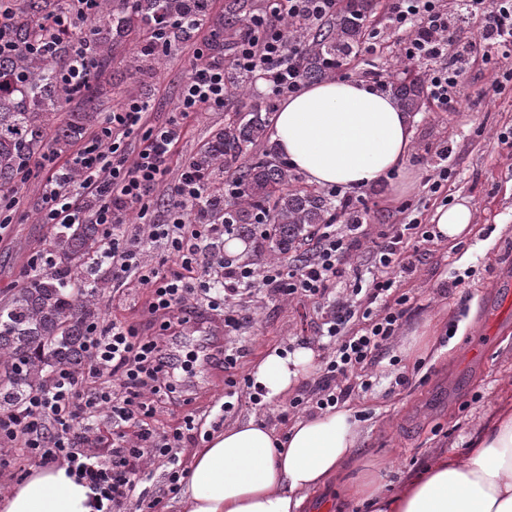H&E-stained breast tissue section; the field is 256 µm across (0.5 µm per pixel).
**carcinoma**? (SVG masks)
Here are the masks:
<instances>
[{"instance_id":"obj_1","label":"carcinoma","mask_w":512,"mask_h":512,"mask_svg":"<svg viewBox=\"0 0 512 512\" xmlns=\"http://www.w3.org/2000/svg\"><path fill=\"white\" fill-rule=\"evenodd\" d=\"M248 0H228L224 7V40L234 43L241 13ZM376 0H348L320 26L299 34L302 49L299 66L306 80H325L355 56L365 43L369 18ZM0 9L22 15L25 22L0 27V38L14 47L0 57V190H12L28 172L31 160L45 152L64 154L86 131L101 120L102 104L96 89V73L86 75L77 90H67L55 77L53 62L64 49L33 53V42L52 35L44 25L51 15L63 13L62 0H0ZM203 0H123L118 9L101 7L88 31L82 34L88 58L104 56L114 40L128 35L133 18L145 23L154 17L173 19L202 17ZM160 51L152 48L126 60L136 72L154 69ZM249 81L228 72L226 96L245 93ZM389 93L401 111L414 115L426 107L423 76L407 67L389 84ZM80 99L81 111L65 112L64 104ZM271 110L252 107L247 112H227L224 128L191 159L207 173L212 186L209 203L200 212L205 220L221 214L238 225L239 236H254L255 217L265 218L261 245L275 259H286L321 224H334L340 217L359 221L362 214L346 207L336 197L299 184L275 148L252 158L253 149L265 143ZM232 191L222 195L220 177ZM59 261L54 270L9 289L0 302V406L7 409L29 391L44 386L52 374L65 367L83 371L88 327L99 319L106 281L97 288H83L91 271L88 259L101 246L97 224H69L55 242Z\"/></svg>"}]
</instances>
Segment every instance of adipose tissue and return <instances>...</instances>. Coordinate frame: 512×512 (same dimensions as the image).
<instances>
[{
	"instance_id": "1",
	"label": "adipose tissue",
	"mask_w": 512,
	"mask_h": 512,
	"mask_svg": "<svg viewBox=\"0 0 512 512\" xmlns=\"http://www.w3.org/2000/svg\"><path fill=\"white\" fill-rule=\"evenodd\" d=\"M413 130L407 113L371 84L332 79L290 96L275 114L271 140L289 165L320 186L372 187L402 166ZM439 238L472 234L466 202L436 210ZM318 354L302 346L275 349L252 369L266 400L285 397L306 378ZM361 429L348 405L300 417L287 431L249 418L211 433L186 477L182 512H309L333 490L332 507L367 512H512V398L482 418L464 455L446 453L386 489L381 471L344 481ZM93 492L68 465L36 470L0 493V512H94Z\"/></svg>"
}]
</instances>
